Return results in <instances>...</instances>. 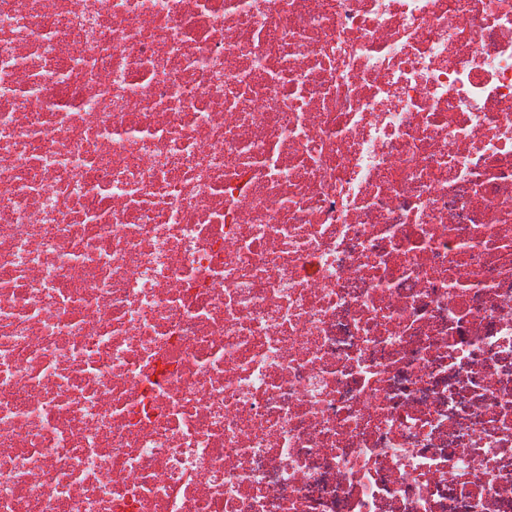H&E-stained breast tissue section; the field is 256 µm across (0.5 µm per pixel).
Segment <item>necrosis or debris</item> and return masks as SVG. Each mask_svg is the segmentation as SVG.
<instances>
[{"instance_id":"4bbe7bcc","label":"necrosis or debris","mask_w":512,"mask_h":512,"mask_svg":"<svg viewBox=\"0 0 512 512\" xmlns=\"http://www.w3.org/2000/svg\"><path fill=\"white\" fill-rule=\"evenodd\" d=\"M0 512H512V0H0Z\"/></svg>"}]
</instances>
